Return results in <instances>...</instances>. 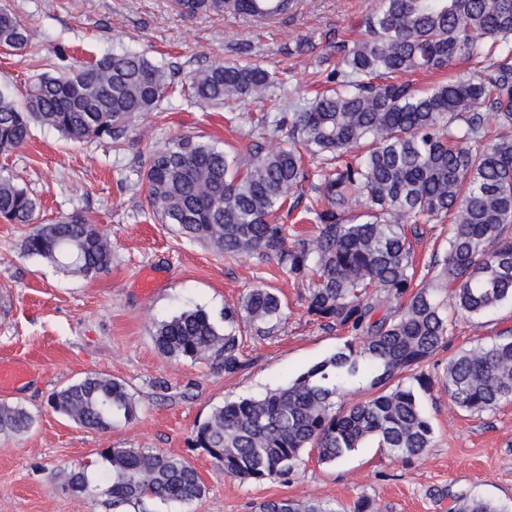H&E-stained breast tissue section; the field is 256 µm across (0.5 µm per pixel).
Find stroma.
I'll use <instances>...</instances> for the list:
<instances>
[{"mask_svg":"<svg viewBox=\"0 0 512 512\" xmlns=\"http://www.w3.org/2000/svg\"><path fill=\"white\" fill-rule=\"evenodd\" d=\"M1 5L29 25L36 48L32 54L0 53V91L14 100H23L42 70L40 55L56 45H65L80 64L123 46L184 75L215 58L286 71L294 90L282 105L281 115L288 118L324 80L316 63L325 52L324 33L360 39L374 0H298L295 11L266 20L228 7L187 16L177 0H0ZM306 36L318 38L315 51L288 55ZM264 112L262 104L250 101L204 106L178 91L133 118L121 149L107 140L73 142L36 125L27 144L0 153V173L36 201V223L80 213L112 245L109 271L88 279L28 256L22 243L30 226L0 221V360L27 368L24 379L0 391V401L21 405L35 418L28 433L0 436V512H260L263 502L278 498L351 512L363 497L377 512H449L457 493L512 512V404L472 414L451 403L444 385L451 353L512 332L510 301L475 319L458 318L448 349L424 363L431 385L420 402L433 435L421 456L403 461L370 442L335 464L307 458L289 474L256 484L225 476L194 447L196 427L215 407L286 385L342 343L336 331L309 321L306 285L284 276L275 262L249 253L224 258L184 238L148 203L142 175L149 147L191 135L241 156L254 143L271 150L288 133L264 132ZM447 235V225L424 224L413 237L420 281L431 280L428 264L434 253L446 251ZM259 285L278 289L286 318L268 334L241 324L243 370L228 374L216 358L174 359L157 349V322L195 308L223 322L225 307L240 304ZM91 372L126 384L136 402L135 418L94 431L50 407L55 391ZM105 448L180 457L197 469L206 493L189 505L147 499L117 511L107 497L73 493L67 483L73 464L100 465Z\"/></svg>","mask_w":512,"mask_h":512,"instance_id":"stroma-1","label":"stroma"}]
</instances>
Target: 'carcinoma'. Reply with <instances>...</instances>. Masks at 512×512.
Listing matches in <instances>:
<instances>
[{"instance_id": "carcinoma-1", "label": "carcinoma", "mask_w": 512, "mask_h": 512, "mask_svg": "<svg viewBox=\"0 0 512 512\" xmlns=\"http://www.w3.org/2000/svg\"><path fill=\"white\" fill-rule=\"evenodd\" d=\"M297 0H238L235 10L265 19L292 10ZM224 0H180L186 13L221 10ZM364 37L338 45L325 37L333 86L294 113L288 145L248 148L242 163L215 145L183 135L147 151L144 180L153 212L191 241L234 257L273 260L287 276L311 281L306 314L343 335L336 351L299 373L291 384L260 398L227 401L201 423L193 445L224 475L264 483L288 474L313 454L331 464L375 439L396 458L422 455L432 426L412 386L398 382L448 347L453 319L439 289L415 282L409 236L418 225L448 220V248L434 259L435 280L449 288L454 310L477 317L512 300V0H378ZM31 45L29 27L0 7V50ZM53 71L34 79L23 103L0 94V151L27 143L34 122L73 141L107 139L116 148L131 120L152 111L171 87V73L144 54L120 50L92 64L69 62L53 50ZM491 60L467 76L426 90L403 76L450 68L455 61ZM276 75L263 66L215 61L189 80L199 104L252 99L279 108ZM495 116L490 135L483 113ZM316 159L304 164V154ZM309 186L305 208L315 231L289 241L271 213L288 192ZM36 204L0 175V218L33 224ZM25 252L86 278L109 270L107 237L81 214L34 224ZM283 307L268 288L247 291L224 311L219 329L203 309L185 310L155 325V343L171 358L221 359L224 373L244 367L238 322L277 323ZM448 397L481 413L512 403V336L464 349L448 358ZM365 398L347 408L344 392ZM50 406L91 430L105 431L136 405L126 385L90 373L55 392ZM34 419L0 403V435H22ZM107 473L83 467L68 484L112 506L145 498L189 505L204 484L187 461L162 451L105 448ZM263 512H336L319 503L275 499ZM450 512H500L459 494Z\"/></svg>"}]
</instances>
